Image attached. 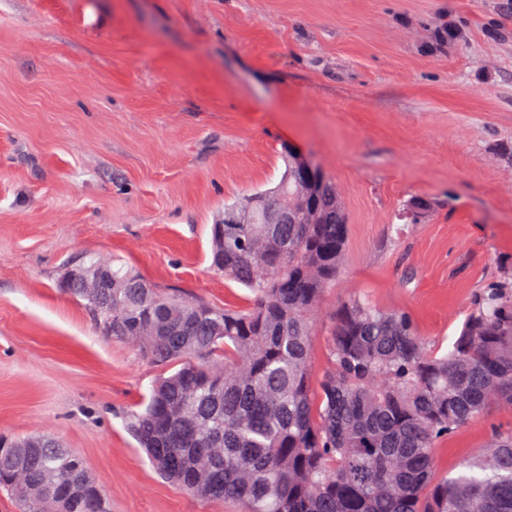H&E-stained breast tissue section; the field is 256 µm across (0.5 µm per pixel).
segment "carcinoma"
<instances>
[{
    "instance_id": "1",
    "label": "carcinoma",
    "mask_w": 512,
    "mask_h": 512,
    "mask_svg": "<svg viewBox=\"0 0 512 512\" xmlns=\"http://www.w3.org/2000/svg\"><path fill=\"white\" fill-rule=\"evenodd\" d=\"M310 224H270L264 199ZM212 268L254 295L246 310L161 292L110 266L82 301L106 338L165 368L126 425L156 471L240 512H512V433L453 474L436 443L493 400L512 404V281L476 297L458 336L430 352L404 314L362 297L328 332L330 367L310 368L311 316L340 274L349 225L329 176L313 195L285 164L275 187L224 205ZM21 512H111L84 461L50 435L0 444V489Z\"/></svg>"
}]
</instances>
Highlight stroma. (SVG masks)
<instances>
[{"label": "stroma", "instance_id": "stroma-1", "mask_svg": "<svg viewBox=\"0 0 512 512\" xmlns=\"http://www.w3.org/2000/svg\"><path fill=\"white\" fill-rule=\"evenodd\" d=\"M295 145L349 221L325 327L350 296L445 352L512 279V0H0V434L50 433L112 512H237L161 477L127 431L160 373L58 289L96 255L163 292L245 309L213 272L226 203ZM512 405L434 449L455 471Z\"/></svg>", "mask_w": 512, "mask_h": 512}]
</instances>
